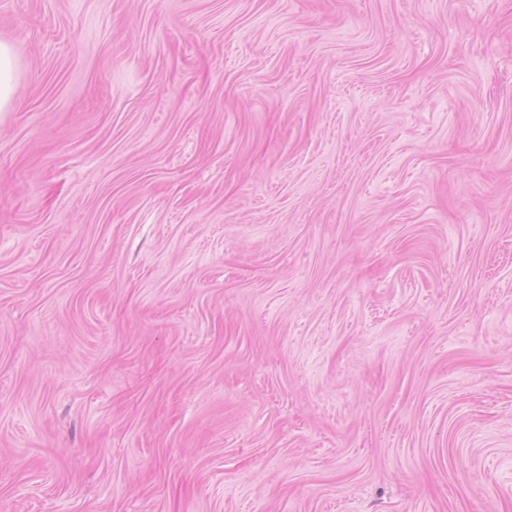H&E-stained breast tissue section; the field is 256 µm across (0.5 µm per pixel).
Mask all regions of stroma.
Masks as SVG:
<instances>
[{
    "label": "stroma",
    "mask_w": 512,
    "mask_h": 512,
    "mask_svg": "<svg viewBox=\"0 0 512 512\" xmlns=\"http://www.w3.org/2000/svg\"><path fill=\"white\" fill-rule=\"evenodd\" d=\"M0 512H512V0H0ZM17 70V58L12 46L0 41V112L14 105Z\"/></svg>",
    "instance_id": "obj_1"
}]
</instances>
